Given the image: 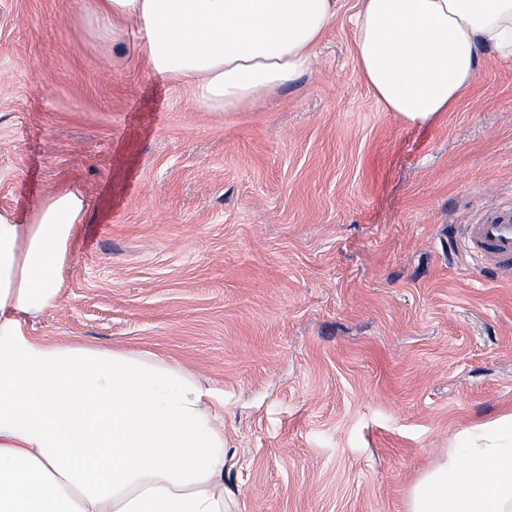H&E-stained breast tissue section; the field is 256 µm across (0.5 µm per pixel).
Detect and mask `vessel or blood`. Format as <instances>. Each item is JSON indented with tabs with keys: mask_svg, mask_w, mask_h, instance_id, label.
Listing matches in <instances>:
<instances>
[{
	"mask_svg": "<svg viewBox=\"0 0 512 512\" xmlns=\"http://www.w3.org/2000/svg\"><path fill=\"white\" fill-rule=\"evenodd\" d=\"M472 252L492 261L504 283H512V210L499 212L478 224L465 227Z\"/></svg>",
	"mask_w": 512,
	"mask_h": 512,
	"instance_id": "b4317fda",
	"label": "vessel or blood"
}]
</instances>
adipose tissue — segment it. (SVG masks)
Here are the masks:
<instances>
[{"label": "adipose tissue", "instance_id": "1", "mask_svg": "<svg viewBox=\"0 0 512 512\" xmlns=\"http://www.w3.org/2000/svg\"><path fill=\"white\" fill-rule=\"evenodd\" d=\"M338 0H97L92 36L182 81L208 111L259 105L311 73ZM356 68L409 124L452 111L485 52L512 64V0H358ZM86 214L53 194L28 223L0 211V512H235L212 393L148 352L31 335ZM409 512H512V415L459 438Z\"/></svg>", "mask_w": 512, "mask_h": 512}]
</instances>
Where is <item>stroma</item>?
I'll return each instance as SVG.
<instances>
[{
  "instance_id": "obj_1",
  "label": "stroma",
  "mask_w": 512,
  "mask_h": 512,
  "mask_svg": "<svg viewBox=\"0 0 512 512\" xmlns=\"http://www.w3.org/2000/svg\"><path fill=\"white\" fill-rule=\"evenodd\" d=\"M93 5L0 0V210L87 203L32 334L194 371L237 512H406L460 433L512 413V287L463 233L512 207V66L405 123L340 0L312 75L224 115L113 63Z\"/></svg>"
}]
</instances>
